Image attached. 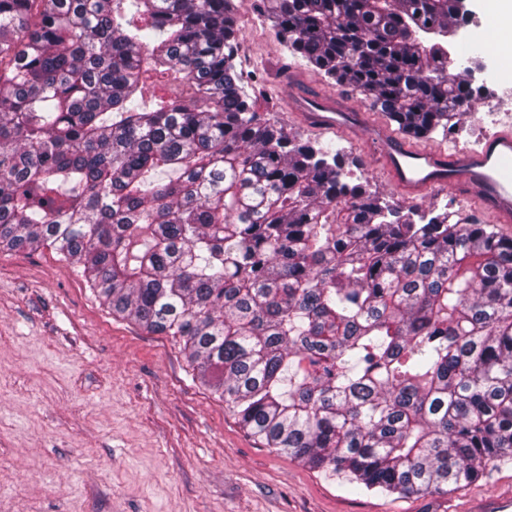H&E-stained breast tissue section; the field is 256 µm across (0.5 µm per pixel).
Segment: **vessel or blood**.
Wrapping results in <instances>:
<instances>
[{
	"label": "vessel or blood",
	"mask_w": 512,
	"mask_h": 512,
	"mask_svg": "<svg viewBox=\"0 0 512 512\" xmlns=\"http://www.w3.org/2000/svg\"><path fill=\"white\" fill-rule=\"evenodd\" d=\"M291 107L318 129L364 131L379 150L384 177L404 199L415 201L451 188L477 201L495 223H512V128L489 136L479 148L449 155L406 144L396 133L366 124L361 112L325 95H297Z\"/></svg>",
	"instance_id": "vessel-or-blood-1"
}]
</instances>
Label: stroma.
I'll use <instances>...</instances> for the list:
<instances>
[{"instance_id": "obj_1", "label": "stroma", "mask_w": 512, "mask_h": 512, "mask_svg": "<svg viewBox=\"0 0 512 512\" xmlns=\"http://www.w3.org/2000/svg\"><path fill=\"white\" fill-rule=\"evenodd\" d=\"M238 24L253 51L237 68L261 118L343 152L354 181L401 205L373 144L307 129L287 102L295 87L364 108L362 95L286 55L249 6ZM494 131L468 112L421 144L449 151ZM415 207L489 221L448 191ZM491 495H512V461L445 496L350 491L248 434L170 337L112 316L75 264L46 248L0 251V512H469Z\"/></svg>"}]
</instances>
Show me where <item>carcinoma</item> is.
Returning <instances> with one entry per match:
<instances>
[{
	"mask_svg": "<svg viewBox=\"0 0 512 512\" xmlns=\"http://www.w3.org/2000/svg\"><path fill=\"white\" fill-rule=\"evenodd\" d=\"M458 0H252L423 138L459 116ZM235 0H0V250L49 248L171 337L266 447L440 495L512 459V238L395 208L261 119Z\"/></svg>",
	"mask_w": 512,
	"mask_h": 512,
	"instance_id": "1",
	"label": "carcinoma"
}]
</instances>
